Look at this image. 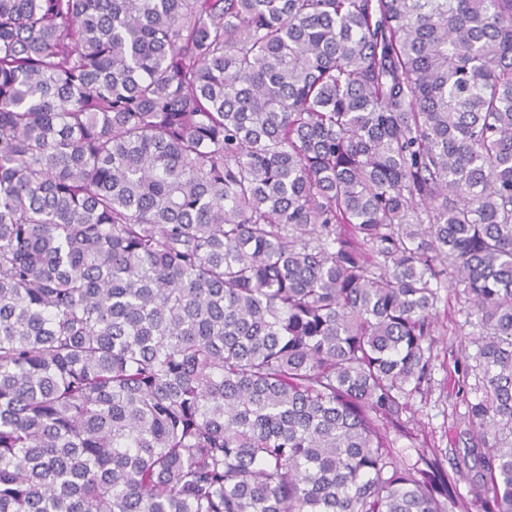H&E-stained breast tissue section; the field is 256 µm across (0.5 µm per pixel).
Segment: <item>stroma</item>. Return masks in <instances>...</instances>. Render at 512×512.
I'll return each instance as SVG.
<instances>
[{"label": "stroma", "instance_id": "obj_1", "mask_svg": "<svg viewBox=\"0 0 512 512\" xmlns=\"http://www.w3.org/2000/svg\"><path fill=\"white\" fill-rule=\"evenodd\" d=\"M436 314L438 333L431 389L426 397L410 399L405 417L429 448L447 452L453 463L466 457L474 442L466 412L468 402L477 396L476 380L468 378L465 387H457L456 369L465 356L475 354L474 340L480 329L475 319L467 316L463 299L451 289H440Z\"/></svg>", "mask_w": 512, "mask_h": 512}]
</instances>
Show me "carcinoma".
Here are the masks:
<instances>
[{
    "instance_id": "1",
    "label": "carcinoma",
    "mask_w": 512,
    "mask_h": 512,
    "mask_svg": "<svg viewBox=\"0 0 512 512\" xmlns=\"http://www.w3.org/2000/svg\"><path fill=\"white\" fill-rule=\"evenodd\" d=\"M442 288L512 512V0H0V512L462 508ZM439 298L431 389L425 398H411V409L403 416L409 420V428L419 435L420 441L424 438L429 448H415L417 442L412 443L394 432L390 437L395 440L394 450L401 459L414 461L418 454H430L433 449H438L448 453L446 466L450 469L452 463L466 458L468 448L475 440L466 412L467 402L478 395V381L471 374L467 385L458 392L454 380L458 378L457 361L463 363L466 355L475 354L477 347L473 342L480 329L474 317H467L464 298H457L448 288L440 289Z\"/></svg>"
}]
</instances>
